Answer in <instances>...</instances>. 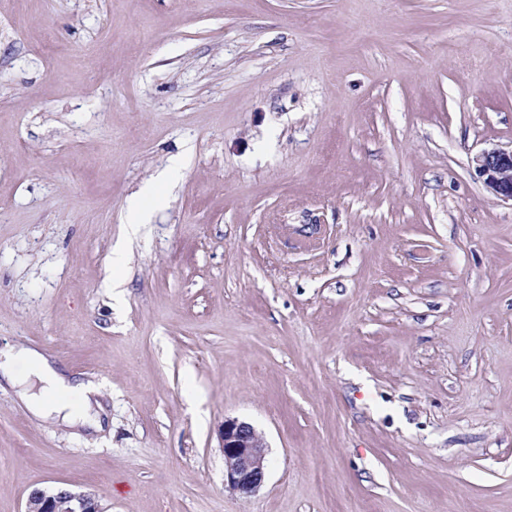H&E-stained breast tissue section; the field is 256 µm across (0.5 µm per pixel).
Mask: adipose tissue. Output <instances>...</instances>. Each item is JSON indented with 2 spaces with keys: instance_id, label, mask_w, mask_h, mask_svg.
Here are the masks:
<instances>
[{
  "instance_id": "obj_1",
  "label": "adipose tissue",
  "mask_w": 512,
  "mask_h": 512,
  "mask_svg": "<svg viewBox=\"0 0 512 512\" xmlns=\"http://www.w3.org/2000/svg\"><path fill=\"white\" fill-rule=\"evenodd\" d=\"M0 377L17 387L21 401L34 415H53L71 425L101 429V420L93 411L98 384L73 377L41 351L29 347L0 350Z\"/></svg>"
}]
</instances>
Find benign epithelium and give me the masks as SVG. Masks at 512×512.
I'll return each mask as SVG.
<instances>
[{
  "instance_id": "benign-epithelium-1",
  "label": "benign epithelium",
  "mask_w": 512,
  "mask_h": 512,
  "mask_svg": "<svg viewBox=\"0 0 512 512\" xmlns=\"http://www.w3.org/2000/svg\"><path fill=\"white\" fill-rule=\"evenodd\" d=\"M473 162L486 189L502 201L512 202V149H484ZM224 455V486L241 497H250L266 477V444L255 427L244 420L227 418L219 427ZM24 512H105L98 500L66 488L36 489Z\"/></svg>"
}]
</instances>
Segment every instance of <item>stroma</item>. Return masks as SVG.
I'll return each instance as SVG.
<instances>
[{
    "instance_id": "35a3bbf8",
    "label": "stroma",
    "mask_w": 512,
    "mask_h": 512,
    "mask_svg": "<svg viewBox=\"0 0 512 512\" xmlns=\"http://www.w3.org/2000/svg\"><path fill=\"white\" fill-rule=\"evenodd\" d=\"M490 147L512 0H0V348L106 412L86 436L0 380V512L54 487L105 512H512ZM227 418L268 446L249 498ZM168 181V173L162 174L157 181L145 188H143L134 202L131 204L130 210H129V221L128 224H130L131 229L134 231L138 224H145V222L148 220L149 217V210L142 207L139 203V199L142 197H148V196H155L157 192V188L163 184H165ZM219 435L225 488L240 497L254 495L266 477L267 446L263 436L251 423L237 418L224 419Z\"/></svg>"
}]
</instances>
